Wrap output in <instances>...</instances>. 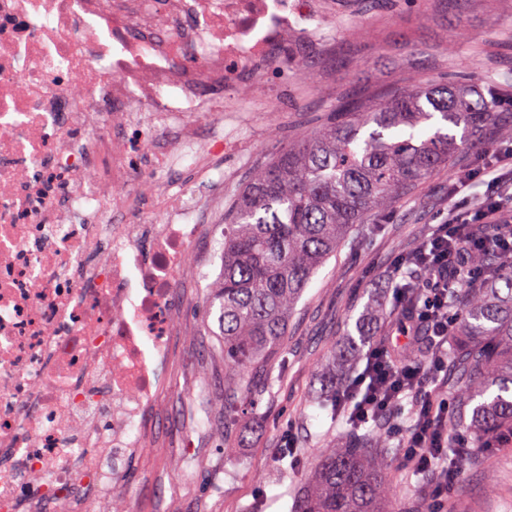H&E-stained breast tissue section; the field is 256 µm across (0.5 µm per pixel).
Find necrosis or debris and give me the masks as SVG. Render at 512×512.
Masks as SVG:
<instances>
[{
    "mask_svg": "<svg viewBox=\"0 0 512 512\" xmlns=\"http://www.w3.org/2000/svg\"><path fill=\"white\" fill-rule=\"evenodd\" d=\"M325 0H0V512H112L159 419L179 286L222 243L191 195L118 223L145 161L223 175L224 115L303 73Z\"/></svg>",
    "mask_w": 512,
    "mask_h": 512,
    "instance_id": "necrosis-or-debris-1",
    "label": "necrosis or debris"
}]
</instances>
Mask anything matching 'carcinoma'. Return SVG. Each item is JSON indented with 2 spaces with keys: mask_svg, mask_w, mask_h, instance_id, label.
I'll use <instances>...</instances> for the list:
<instances>
[{
  "mask_svg": "<svg viewBox=\"0 0 512 512\" xmlns=\"http://www.w3.org/2000/svg\"><path fill=\"white\" fill-rule=\"evenodd\" d=\"M495 105L467 91L415 83L372 101L346 103L323 126L254 168L224 214V264L209 298L224 339V429L238 403L272 384L288 316L316 271L355 224L392 211L448 165L495 120ZM451 275L457 310L448 344V389L457 403L448 427L478 438L512 430V264L493 233ZM483 278L466 280L469 267ZM389 442L353 433L327 448L315 474L293 492L292 512H388Z\"/></svg>",
  "mask_w": 512,
  "mask_h": 512,
  "instance_id": "obj_1",
  "label": "carcinoma"
}]
</instances>
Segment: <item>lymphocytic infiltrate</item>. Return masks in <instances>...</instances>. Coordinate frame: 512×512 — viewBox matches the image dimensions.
<instances>
[{"mask_svg": "<svg viewBox=\"0 0 512 512\" xmlns=\"http://www.w3.org/2000/svg\"><path fill=\"white\" fill-rule=\"evenodd\" d=\"M478 178L484 179L486 192L476 204L463 190ZM448 196V213L421 247L420 263L411 270L414 286L424 297L423 305L413 316L400 319L397 324L402 338H415L425 330L442 347L447 346L448 331L455 322L443 297L449 288L452 243L476 239L481 225L493 224L497 227V237L505 241L506 252L512 257V142L486 155L481 165L467 176L450 180ZM443 370L436 355L406 363L391 356L385 344L377 343L367 352L362 370L336 397L348 404L351 422L362 424L399 411L403 397L414 395L421 408L418 419L406 432L394 427L390 433L400 436L407 460L423 470L439 449L459 443L458 438L448 434V399L431 389Z\"/></svg>", "mask_w": 512, "mask_h": 512, "instance_id": "lymphocytic-infiltrate-1", "label": "lymphocytic infiltrate"}]
</instances>
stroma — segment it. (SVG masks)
I'll use <instances>...</instances> for the list:
<instances>
[{
	"label": "stroma",
	"mask_w": 512,
	"mask_h": 512,
	"mask_svg": "<svg viewBox=\"0 0 512 512\" xmlns=\"http://www.w3.org/2000/svg\"><path fill=\"white\" fill-rule=\"evenodd\" d=\"M466 37L457 40V26ZM481 77L477 96L502 100L500 122L486 132L512 141V0H338L336 30L308 75L271 81L283 108L246 99L220 161L224 199L232 201L249 172L325 122L340 102L371 99L414 80ZM472 145L458 153L397 211L368 215L318 270L288 321V340L271 392L242 407L224 426V354L209 312L212 277L186 275L180 331L160 403L166 417L126 481L135 512H291L292 488L308 480L324 448L344 443L352 428L331 420L311 398L334 384L335 342L356 322L379 337L397 309L398 257L420 248L448 212V181L480 164ZM293 433L298 465L280 445ZM453 512H512V442L477 446L449 485Z\"/></svg>",
	"instance_id": "1"
}]
</instances>
